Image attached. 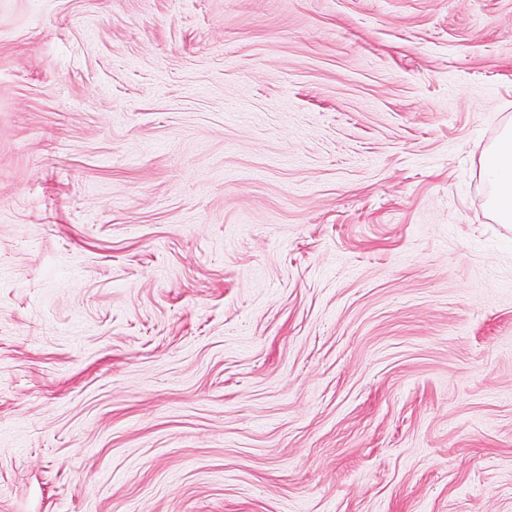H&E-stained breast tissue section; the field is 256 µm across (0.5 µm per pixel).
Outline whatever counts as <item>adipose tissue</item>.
<instances>
[{"label":"adipose tissue","instance_id":"adipose-tissue-1","mask_svg":"<svg viewBox=\"0 0 512 512\" xmlns=\"http://www.w3.org/2000/svg\"><path fill=\"white\" fill-rule=\"evenodd\" d=\"M482 165L491 185L489 205L500 223H512V124L485 150Z\"/></svg>","mask_w":512,"mask_h":512}]
</instances>
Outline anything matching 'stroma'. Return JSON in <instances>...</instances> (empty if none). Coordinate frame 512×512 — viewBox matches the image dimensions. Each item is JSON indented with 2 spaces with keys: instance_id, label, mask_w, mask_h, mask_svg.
<instances>
[{
  "instance_id": "stroma-1",
  "label": "stroma",
  "mask_w": 512,
  "mask_h": 512,
  "mask_svg": "<svg viewBox=\"0 0 512 512\" xmlns=\"http://www.w3.org/2000/svg\"><path fill=\"white\" fill-rule=\"evenodd\" d=\"M512 0H0V512H512ZM482 165L491 184L489 205L500 223H512V124L485 150Z\"/></svg>"
}]
</instances>
